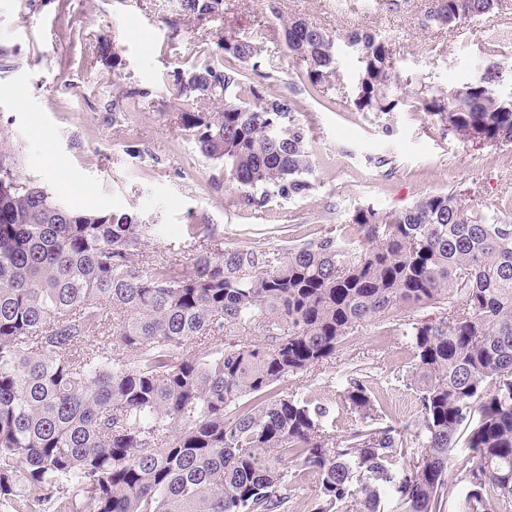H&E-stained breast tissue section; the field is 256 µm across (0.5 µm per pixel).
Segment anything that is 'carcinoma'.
Here are the masks:
<instances>
[{
	"label": "carcinoma",
	"instance_id": "obj_1",
	"mask_svg": "<svg viewBox=\"0 0 512 512\" xmlns=\"http://www.w3.org/2000/svg\"><path fill=\"white\" fill-rule=\"evenodd\" d=\"M189 13L222 0H183ZM501 0H439L424 26L489 19ZM308 89H343L335 38L303 19L274 32ZM263 35L181 77L177 123L218 177L262 208L310 190L304 126L288 100L245 79ZM350 103L417 109L479 146L512 144L497 62L466 89L399 79L388 42L353 32ZM218 101L214 112L197 103ZM276 251L224 248L195 224L196 257L135 260L151 225L128 211L63 206L23 178L0 132V501L13 512H285L288 463L315 479L312 512H445L457 447L460 512H512V214L432 194L396 215L355 212ZM406 382L422 426L373 425L382 395L358 376L339 394L365 425L337 439L326 410L286 392L360 327L403 311Z\"/></svg>",
	"mask_w": 512,
	"mask_h": 512
}]
</instances>
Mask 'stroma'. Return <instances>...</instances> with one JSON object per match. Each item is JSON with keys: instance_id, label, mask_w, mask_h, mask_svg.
I'll use <instances>...</instances> for the list:
<instances>
[{"instance_id": "stroma-1", "label": "stroma", "mask_w": 512, "mask_h": 512, "mask_svg": "<svg viewBox=\"0 0 512 512\" xmlns=\"http://www.w3.org/2000/svg\"><path fill=\"white\" fill-rule=\"evenodd\" d=\"M432 0H224L195 16L181 0H0V131L22 177L64 205L87 211L125 209L151 224L143 242L152 260L196 224L225 247L274 250L355 233V210L395 214L432 193L463 190L473 204L512 200V144L476 147L425 113L403 105L359 112L344 98L312 96L305 65L272 37L281 19L303 18L336 36L368 30L386 36L401 76L459 86L512 54V0L491 19L424 28ZM265 33L259 58L270 93L284 96L305 127L313 172L309 192L245 204L231 183L214 181L215 165L174 120L178 76L204 57H222L226 37ZM108 54H100V43ZM145 91L137 111L117 101ZM413 353L395 328L363 326L335 359L290 377L298 396L330 409L323 424L336 436L361 427L341 409L339 392L361 371L387 399L385 423L412 433L420 423L415 392L402 380Z\"/></svg>"}]
</instances>
